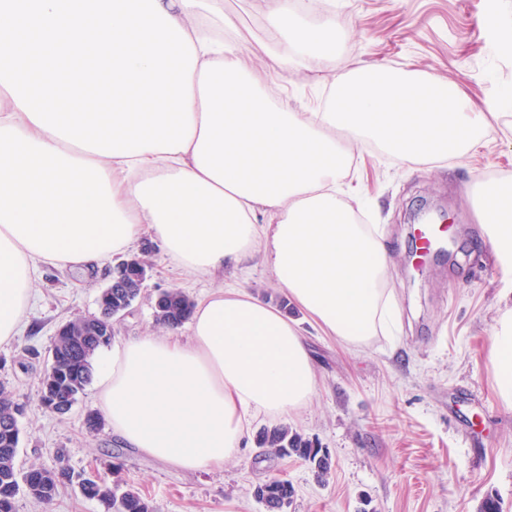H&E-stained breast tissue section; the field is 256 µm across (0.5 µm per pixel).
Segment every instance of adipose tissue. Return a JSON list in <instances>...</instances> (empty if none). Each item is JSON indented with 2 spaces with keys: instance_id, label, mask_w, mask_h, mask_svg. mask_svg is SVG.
<instances>
[{
  "instance_id": "ef3b65f1",
  "label": "adipose tissue",
  "mask_w": 512,
  "mask_h": 512,
  "mask_svg": "<svg viewBox=\"0 0 512 512\" xmlns=\"http://www.w3.org/2000/svg\"><path fill=\"white\" fill-rule=\"evenodd\" d=\"M267 18L281 62L334 72L336 22ZM224 0H0V344L13 340L38 267H94L141 238L188 275L260 256L288 300L360 349L389 335L385 231L347 203L355 144L396 162L474 151L498 100L456 84L358 67L330 81L323 110L273 104L248 78ZM497 259L512 265V179L470 189ZM190 335L143 336L98 367L113 434L196 471L236 457L248 419L307 406L318 377L281 309L215 288ZM499 395L512 404V310L493 333Z\"/></svg>"
}]
</instances>
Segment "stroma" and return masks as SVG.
I'll use <instances>...</instances> for the list:
<instances>
[{
    "mask_svg": "<svg viewBox=\"0 0 512 512\" xmlns=\"http://www.w3.org/2000/svg\"><path fill=\"white\" fill-rule=\"evenodd\" d=\"M278 0H225L245 64L279 98L321 108L326 96L315 73L273 60L265 18ZM300 17L336 19V73L373 65L408 69L457 83L474 104L512 88V0H303ZM359 195L352 205L366 224L387 227L392 258L388 286L400 322L392 341L350 350L325 336L295 307L318 375L312 402L285 419L251 417L239 455L223 468L183 471L128 448L111 427L89 433L85 418L100 412L99 389L89 383L63 417L42 409L40 379L58 327L97 313L112 261L85 270L39 268L21 331L0 345V387L27 407L19 419L20 469L65 463L80 472L121 464L128 487L157 512H265L254 496L273 476L295 495L286 512H479L485 498L512 512V406L500 398L492 369V334L512 309V267L484 242L469 197L481 176L512 178V103L488 122L482 145L463 159L404 166L364 145L354 151ZM448 222L444 257L416 255L420 227ZM151 263L130 313L112 322V347L159 333L153 300L179 288L193 300L224 286L241 288L274 305L286 295L259 259L225 268L216 277L187 276L149 239L131 248ZM285 424L326 450L332 462L319 479L305 461L278 456L256 443L264 428ZM16 512H101L77 486L60 488L49 504L26 495Z\"/></svg>",
    "mask_w": 512,
    "mask_h": 512,
    "instance_id": "stroma-1",
    "label": "stroma"
}]
</instances>
